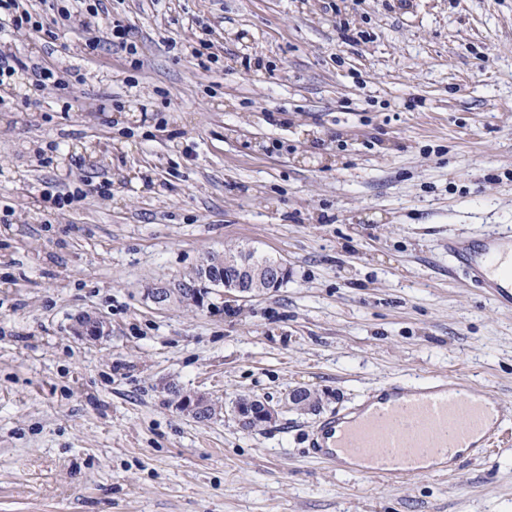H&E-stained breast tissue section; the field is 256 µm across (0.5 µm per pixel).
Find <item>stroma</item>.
<instances>
[{
  "label": "stroma",
  "mask_w": 512,
  "mask_h": 512,
  "mask_svg": "<svg viewBox=\"0 0 512 512\" xmlns=\"http://www.w3.org/2000/svg\"><path fill=\"white\" fill-rule=\"evenodd\" d=\"M107 7L141 68L86 61L78 29L5 38L84 79L0 93V512H512V310L448 257L512 230V0ZM202 22L209 70L181 49ZM237 244L287 280L201 311L146 296ZM84 312L108 339L77 336ZM445 375L501 401L483 458L387 484L310 455L323 418ZM171 381L224 415L179 412ZM299 387L315 410L284 408ZM243 395L279 417L241 425Z\"/></svg>",
  "instance_id": "1"
}]
</instances>
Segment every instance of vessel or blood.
<instances>
[{
  "instance_id": "vessel-or-blood-1",
  "label": "vessel or blood",
  "mask_w": 512,
  "mask_h": 512,
  "mask_svg": "<svg viewBox=\"0 0 512 512\" xmlns=\"http://www.w3.org/2000/svg\"><path fill=\"white\" fill-rule=\"evenodd\" d=\"M448 254L494 300L512 302V236L454 238ZM501 403L493 390L456 377L395 381L370 393L353 414L331 415L312 431L311 446L337 470L401 483L451 472L475 458L498 433Z\"/></svg>"
}]
</instances>
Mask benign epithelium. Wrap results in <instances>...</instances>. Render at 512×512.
Here are the masks:
<instances>
[{
	"instance_id": "7a95c632",
	"label": "benign epithelium",
	"mask_w": 512,
	"mask_h": 512,
	"mask_svg": "<svg viewBox=\"0 0 512 512\" xmlns=\"http://www.w3.org/2000/svg\"><path fill=\"white\" fill-rule=\"evenodd\" d=\"M202 265L201 275L208 278L211 288H190L185 280L180 279L169 285L152 288V302L158 306H167L170 299L178 296L183 299V306L202 309L210 305L209 293L214 288H222L229 296L245 299L279 287L288 276L287 266L280 260L264 268H255L241 261L240 255L228 252L224 255V265L239 267L238 276L217 278L210 274L214 262L205 260ZM169 390L175 395L177 409L197 420L209 421L223 411L221 404L206 396L181 392L173 386ZM314 401L315 397L311 393L296 388L288 393L285 404L297 411L306 412L313 409ZM234 412L243 425L257 428L275 421L279 407L254 397H240L235 401Z\"/></svg>"
}]
</instances>
